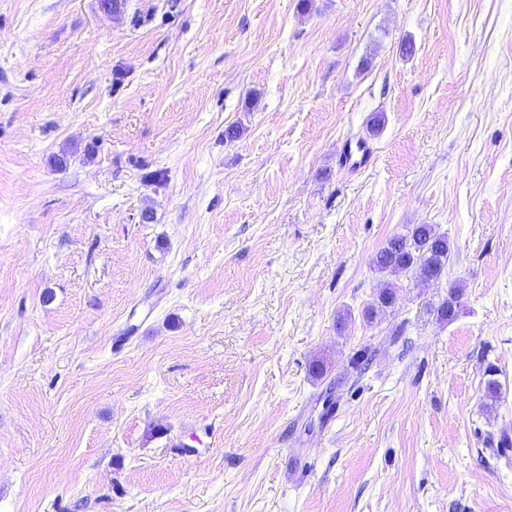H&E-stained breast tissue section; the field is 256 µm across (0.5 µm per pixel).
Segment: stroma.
Masks as SVG:
<instances>
[{
    "label": "stroma",
    "mask_w": 512,
    "mask_h": 512,
    "mask_svg": "<svg viewBox=\"0 0 512 512\" xmlns=\"http://www.w3.org/2000/svg\"><path fill=\"white\" fill-rule=\"evenodd\" d=\"M504 432L512 0H0V512H512ZM450 252L448 237L433 224H416L390 238L372 264L380 272H409L417 286L426 287L448 273ZM464 289L461 285L449 288L447 296L435 308L436 320L440 323H451L459 315Z\"/></svg>",
    "instance_id": "1"
}]
</instances>
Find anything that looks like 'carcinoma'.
I'll return each mask as SVG.
<instances>
[{
    "instance_id": "1",
    "label": "carcinoma",
    "mask_w": 512,
    "mask_h": 512,
    "mask_svg": "<svg viewBox=\"0 0 512 512\" xmlns=\"http://www.w3.org/2000/svg\"><path fill=\"white\" fill-rule=\"evenodd\" d=\"M449 259L448 237L438 233L432 224H416L406 233L390 238L376 252L372 264L380 272H409L416 285L426 287L448 273ZM395 295V285L386 284L377 294V305L365 310V317L374 319L377 311L393 304ZM463 295L461 286L449 288L447 296L434 310L436 320L440 323L453 322L459 315Z\"/></svg>"
}]
</instances>
